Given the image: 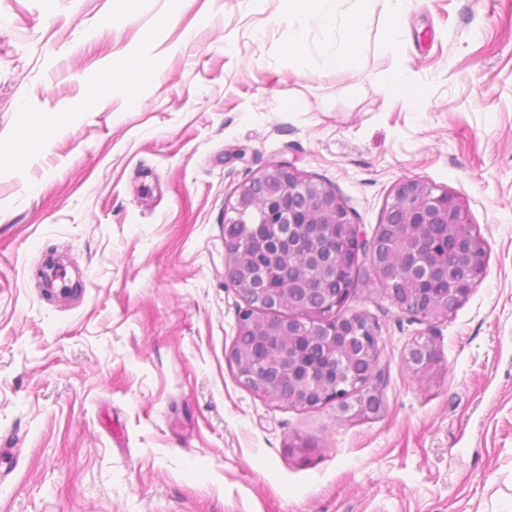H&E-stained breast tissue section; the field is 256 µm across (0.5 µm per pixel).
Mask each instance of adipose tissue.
Here are the masks:
<instances>
[{
  "instance_id": "obj_1",
  "label": "adipose tissue",
  "mask_w": 512,
  "mask_h": 512,
  "mask_svg": "<svg viewBox=\"0 0 512 512\" xmlns=\"http://www.w3.org/2000/svg\"><path fill=\"white\" fill-rule=\"evenodd\" d=\"M411 0H288L298 24L288 44V52L297 61L307 58V31L310 27L323 30L337 29L342 45L336 50H326L320 55V68L327 73L338 72L353 66L362 52L367 15L378 11L384 32L392 47H399L401 23ZM112 70L126 79V92L130 101H139L154 88L157 74L155 62L148 56L133 51L112 63Z\"/></svg>"
}]
</instances>
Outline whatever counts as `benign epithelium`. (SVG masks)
Masks as SVG:
<instances>
[{
  "label": "benign epithelium",
  "mask_w": 512,
  "mask_h": 512,
  "mask_svg": "<svg viewBox=\"0 0 512 512\" xmlns=\"http://www.w3.org/2000/svg\"><path fill=\"white\" fill-rule=\"evenodd\" d=\"M402 212L403 224H467L466 210L453 194L437 189L430 183L420 180H402L393 189L392 202L387 205L382 223L393 224V214ZM226 224H265L271 234V242L277 249L288 246L297 225H315L312 234L315 250H326L331 259L323 268L324 275L336 274V239L324 234L322 224L351 225L353 250L368 249L370 266L364 270L355 267L363 277H377L385 282V291L394 305L411 313L422 321L426 305L423 299L413 300L402 290L394 287V272L378 251L373 241L365 237L361 225L353 223L349 210L336 195V192L302 176L296 168L287 163H274L258 176L242 183L234 193V199L224 207ZM225 277L229 285L236 289L246 303L238 320L253 323L258 313L265 310L266 288H240L238 281L243 255L238 253L237 241L224 238ZM345 298L335 296L305 322L309 336H320L330 347L345 336H354L362 342L363 353L371 362L378 359L380 347L377 326L357 312L339 311ZM228 358L235 364L239 381L247 388H266L269 379L261 372L257 357L244 363L238 362L235 350H230ZM408 362L420 371L434 362V354L422 343H415L408 355Z\"/></svg>",
  "instance_id": "benign-epithelium-1"
}]
</instances>
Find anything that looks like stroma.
<instances>
[{
  "instance_id": "35a3bbf8",
  "label": "stroma",
  "mask_w": 512,
  "mask_h": 512,
  "mask_svg": "<svg viewBox=\"0 0 512 512\" xmlns=\"http://www.w3.org/2000/svg\"><path fill=\"white\" fill-rule=\"evenodd\" d=\"M296 22L286 0H0V512H512V0H412L396 49L369 15L358 62L329 75L338 32L310 28L302 66ZM134 49L153 91L93 101ZM52 112L74 118L24 150ZM275 162L365 235L417 179L485 241L448 321L352 292L379 329L376 414L268 405L228 360L245 303L224 205Z\"/></svg>"
}]
</instances>
